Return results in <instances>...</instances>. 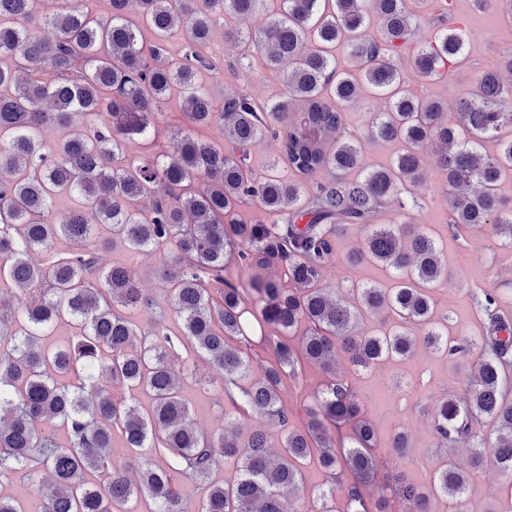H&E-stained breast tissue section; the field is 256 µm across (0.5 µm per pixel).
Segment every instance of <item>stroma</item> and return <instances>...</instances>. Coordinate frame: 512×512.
I'll use <instances>...</instances> for the list:
<instances>
[{
  "label": "stroma",
  "instance_id": "stroma-1",
  "mask_svg": "<svg viewBox=\"0 0 512 512\" xmlns=\"http://www.w3.org/2000/svg\"><path fill=\"white\" fill-rule=\"evenodd\" d=\"M453 3L456 18L467 22L470 32L466 63L444 78L432 81L416 75L411 55H403L401 59L410 92L449 103L472 87L481 70L494 66L504 54L512 52V25L505 23L495 0H488L480 8L474 0H453ZM207 52L215 59L217 68L205 73L202 81L216 102H223L226 93L244 92L263 106L273 96L283 93L279 74L264 65L258 48L226 42L223 27L215 28ZM368 120L367 112L360 105L350 107L345 114L348 132L362 139V167L386 165L398 147L365 139ZM433 153V148L424 150V160L430 168L425 184L413 190L418 206L411 215L436 231L447 261L448 282L435 293L436 315L447 324L452 338L466 339L481 332L478 302L483 291L496 292L503 306L512 310V246L505 243L491 224L474 231L451 229L450 201L442 189V176L431 165ZM363 240V231L356 227L337 240L325 278L328 287H344L352 280L389 284L390 277L381 267L368 265L354 269L346 265V255L361 247ZM336 373L363 399L369 417L378 428L383 464L404 472L414 481L427 482L436 448L431 427L433 408L443 393L464 389L465 371H453L440 356L420 349L409 360L388 362L368 373L356 372L344 362L337 365ZM211 377L206 365H198L185 381V394L197 425L206 432L218 433L224 429V414L231 406L218 385L212 384ZM328 379V374L320 368L307 366L302 379L286 387L284 396L294 412L295 426H302L304 406L323 389ZM400 425L408 429L412 444L410 455L403 458L390 448L391 436Z\"/></svg>",
  "mask_w": 512,
  "mask_h": 512
}]
</instances>
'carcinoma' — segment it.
Returning a JSON list of instances; mask_svg holds the SVG:
<instances>
[{
    "label": "carcinoma",
    "instance_id": "1",
    "mask_svg": "<svg viewBox=\"0 0 512 512\" xmlns=\"http://www.w3.org/2000/svg\"><path fill=\"white\" fill-rule=\"evenodd\" d=\"M36 2L0 0V480L37 487L42 512H139L143 499L147 512H186L179 477L205 484L200 512H297L303 472L314 463L326 476L318 512H425L432 497L462 503L491 464L512 503V315L486 290L483 335L449 338L432 296L448 280L442 250L422 224L379 223L386 212L417 207L404 195L424 182L422 150L434 142L451 225L493 224L512 244V199L500 190L512 172V81L503 80L512 54L478 75L450 120L447 102L406 89L397 63L411 46L426 79L463 62L469 34L449 11L435 16V37L422 40L409 0H276L274 9L270 0H107L97 17L92 0H67L44 17ZM260 14L258 28L224 37L253 43L271 70L288 63L285 91L261 107L226 95L217 111L200 79L210 68L200 49L224 16ZM175 35L186 43L179 57L170 51ZM338 46L347 51L342 68ZM174 94L183 123L166 126V146L147 155L160 106ZM372 97L388 107L370 113L368 139L400 149L389 165L352 178L361 147L344 112ZM216 121L222 144L202 135ZM52 126L67 135L47 150L39 136ZM264 139L298 179H282L274 166L250 175L249 148ZM319 172L326 177L307 189ZM74 195L80 207L52 215L56 199ZM249 201L281 223H244L238 210ZM349 227L364 230L365 242L348 265L385 266L391 287L353 282L341 296L324 286ZM104 235L124 243L129 262L103 263ZM61 240L69 247L58 248ZM158 250L167 253L156 268L168 291L163 306L130 264ZM233 265L249 279H233ZM168 310L179 326H170ZM136 312L150 315L146 326L131 319ZM249 316L278 333L259 380L250 378ZM60 324L77 340L49 344ZM420 346L453 366L473 356L468 389L437 404L432 431L449 453L436 457L428 483L388 471L390 493L377 494V430L334 365L342 355L368 371ZM183 352L222 379L236 415L260 422L247 439L227 414L222 433L193 426L184 372L173 363ZM303 360L332 379L296 428L283 391ZM116 385L128 395L116 397ZM482 419L497 429L489 445L475 426ZM266 424L280 432L274 455ZM340 425L350 428L351 447L338 451L329 428ZM47 426L63 429L67 444ZM460 446L467 468L453 456ZM219 455L236 461L234 481H209ZM0 512H27L25 501L0 493Z\"/></svg>",
    "mask_w": 512,
    "mask_h": 512
}]
</instances>
